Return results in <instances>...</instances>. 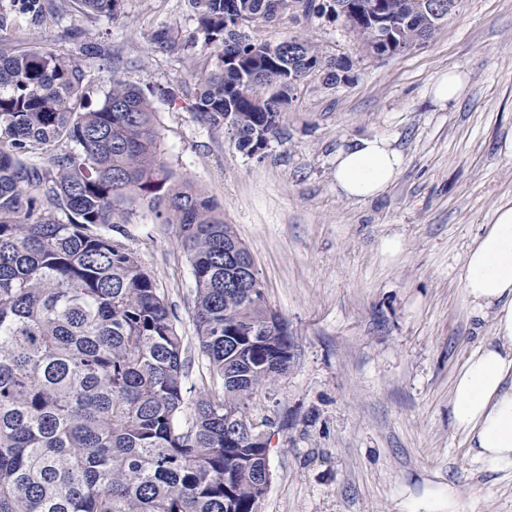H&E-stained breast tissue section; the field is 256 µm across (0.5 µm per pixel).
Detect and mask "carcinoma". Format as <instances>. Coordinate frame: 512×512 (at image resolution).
Listing matches in <instances>:
<instances>
[{"instance_id":"obj_1","label":"carcinoma","mask_w":512,"mask_h":512,"mask_svg":"<svg viewBox=\"0 0 512 512\" xmlns=\"http://www.w3.org/2000/svg\"><path fill=\"white\" fill-rule=\"evenodd\" d=\"M122 0H0V32L40 26L77 4L115 16ZM196 22L168 52L218 43L194 66L191 111L223 125L236 148L262 156L281 134L296 82L335 85L344 58L300 33L235 38L256 16L341 19L367 53L434 33L410 0H187ZM73 57L0 48V512H255L267 448L249 437V403L288 371V321L255 276L227 271L246 253L214 201L160 158L153 109L119 78L87 104ZM176 224L194 273V321L210 380L181 422L187 358L172 308L112 225L138 197Z\"/></svg>"}]
</instances>
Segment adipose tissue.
<instances>
[{
	"instance_id": "ef3b65f1",
	"label": "adipose tissue",
	"mask_w": 512,
	"mask_h": 512,
	"mask_svg": "<svg viewBox=\"0 0 512 512\" xmlns=\"http://www.w3.org/2000/svg\"><path fill=\"white\" fill-rule=\"evenodd\" d=\"M403 166L388 139L356 140L336 154L334 180L349 199L382 193ZM468 307L493 311L492 335L456 372L452 417L474 461L490 472L512 473V203L499 206L468 250L461 273Z\"/></svg>"
}]
</instances>
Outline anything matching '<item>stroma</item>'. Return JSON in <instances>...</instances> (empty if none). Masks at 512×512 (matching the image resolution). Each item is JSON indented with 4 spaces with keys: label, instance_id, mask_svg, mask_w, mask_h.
<instances>
[{
    "label": "stroma",
    "instance_id": "1",
    "mask_svg": "<svg viewBox=\"0 0 512 512\" xmlns=\"http://www.w3.org/2000/svg\"><path fill=\"white\" fill-rule=\"evenodd\" d=\"M164 26L194 31L185 0H123L113 18L72 10L39 29L20 24L0 44L80 59L94 106L115 76L145 91L177 89L176 99L151 98L161 159L215 201L293 340L287 374L249 406L269 437L258 512H447L452 492L463 512H512V474L475 462L451 417L455 372L491 334L490 314L472 315L464 302L462 264L496 208L512 202V0H457L426 42L382 58L324 18L253 23L252 37L301 30L351 64L348 83L312 75L297 88L260 158L190 110L193 64L220 45L180 59L150 41ZM451 69L466 88L442 105L432 88ZM372 136L402 153L403 168L380 195L346 198L333 180L336 154ZM111 236L140 256L173 310L192 407L209 374L178 228L136 202ZM389 240L401 245L392 256Z\"/></svg>",
    "mask_w": 512,
    "mask_h": 512
}]
</instances>
